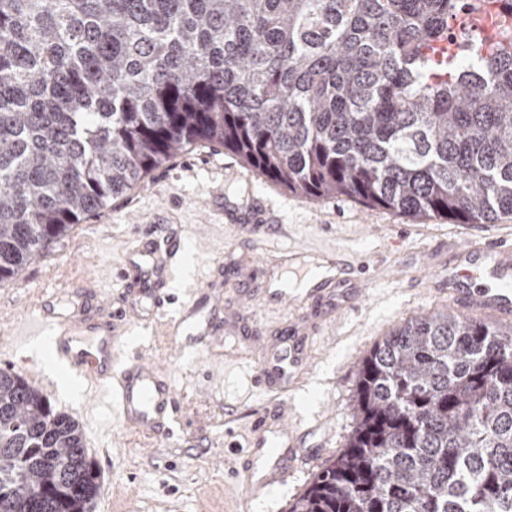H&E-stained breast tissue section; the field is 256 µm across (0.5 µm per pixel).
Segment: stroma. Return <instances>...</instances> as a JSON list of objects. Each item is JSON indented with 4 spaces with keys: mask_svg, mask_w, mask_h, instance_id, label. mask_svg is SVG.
Here are the masks:
<instances>
[{
    "mask_svg": "<svg viewBox=\"0 0 512 512\" xmlns=\"http://www.w3.org/2000/svg\"><path fill=\"white\" fill-rule=\"evenodd\" d=\"M249 205L265 200L280 229L245 242L237 225L209 213L214 189ZM181 225L184 265L175 282L183 292L192 279L209 280L214 260L224 263V300L237 305L255 283L238 274L257 266L259 277L277 275L264 264L290 245L315 257L340 246L362 268L359 289H341L322 330L310 340L311 361L291 393L289 413L301 428L320 421L327 444L288 478L258 499L249 498L239 472L253 418L269 404L255 382V357L234 337L178 355L160 326L138 328L129 343L168 373L180 403L173 434L156 439L128 431L104 406L86 401L71 378L45 362L25 367V348L0 345V369L51 384V403L74 415L85 446L101 471L94 512H288L314 476L336 460L355 423L354 395L361 360L388 332L412 315L448 308L433 280L444 257H427L432 241L479 234L512 238V216L493 224L417 220L345 196L309 199L292 194L245 167L220 148L200 146L156 169L141 186L74 225L55 251L29 265L11 284L0 285V334L27 315L37 294L53 292L73 276L89 278L116 298L123 283L114 271L130 245L153 236L155 221Z\"/></svg>",
    "mask_w": 512,
    "mask_h": 512,
    "instance_id": "stroma-1",
    "label": "stroma"
}]
</instances>
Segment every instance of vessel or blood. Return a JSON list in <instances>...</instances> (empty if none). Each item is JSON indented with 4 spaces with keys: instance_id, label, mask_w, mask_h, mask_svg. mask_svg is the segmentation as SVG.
<instances>
[{
    "instance_id": "obj_1",
    "label": "vessel or blood",
    "mask_w": 512,
    "mask_h": 512,
    "mask_svg": "<svg viewBox=\"0 0 512 512\" xmlns=\"http://www.w3.org/2000/svg\"><path fill=\"white\" fill-rule=\"evenodd\" d=\"M224 218L251 232L267 235L274 230L273 223L261 212L229 201L224 204ZM431 251L450 256L448 272L441 281L449 302L464 312L474 309L498 321L512 322L511 243L494 236L453 245L439 240ZM177 252L174 243L154 242L132 248L131 260L118 270L127 294L134 297L128 307H113L86 283L71 282L63 287L68 305L41 298L36 317L14 328L18 336L49 337L57 361L80 380L88 394L116 406L130 428L156 438L170 435L178 401L167 375L152 361L124 359L123 337L132 322L164 318L171 341L179 349L186 341L213 337L211 315L223 307L222 295L206 288L183 305L177 318H168L167 288L171 260ZM327 265L330 272L322 276L303 269V294L291 292L277 279L265 286L273 304L294 310L296 316L275 348L265 351L258 360V379L275 402L254 419L245 447L243 469L253 496L286 478L304 459L303 444L287 418L288 395L302 378L310 356L305 347V319L299 311L303 300L319 305L335 299L337 288L356 276L354 266L342 253H333ZM476 276L486 280V288H472Z\"/></svg>"
}]
</instances>
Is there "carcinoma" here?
I'll return each mask as SVG.
<instances>
[{
	"instance_id": "1",
	"label": "carcinoma",
	"mask_w": 512,
	"mask_h": 512,
	"mask_svg": "<svg viewBox=\"0 0 512 512\" xmlns=\"http://www.w3.org/2000/svg\"><path fill=\"white\" fill-rule=\"evenodd\" d=\"M460 0H0V283L209 144L314 199L512 216V42ZM76 418L0 370V512H92ZM289 512H512V336L450 310L359 367L343 453ZM471 14L482 18L483 26L478 32L479 40L482 43L489 44L500 37L503 31L500 27L501 17L497 16L493 9L486 12L482 0L462 1V8L458 19H467Z\"/></svg>"
}]
</instances>
